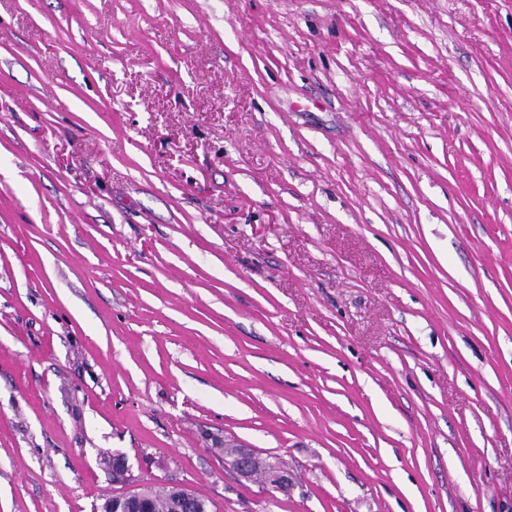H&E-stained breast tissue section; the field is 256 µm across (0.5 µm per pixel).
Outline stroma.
I'll use <instances>...</instances> for the list:
<instances>
[{
    "mask_svg": "<svg viewBox=\"0 0 512 512\" xmlns=\"http://www.w3.org/2000/svg\"><path fill=\"white\" fill-rule=\"evenodd\" d=\"M165 485L512 512V0H0V512Z\"/></svg>",
    "mask_w": 512,
    "mask_h": 512,
    "instance_id": "35a3bbf8",
    "label": "stroma"
}]
</instances>
